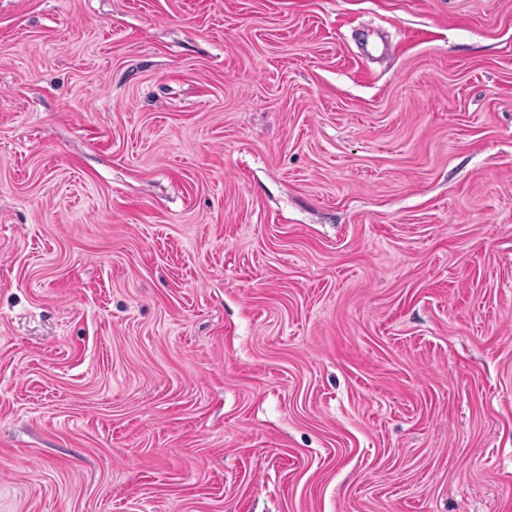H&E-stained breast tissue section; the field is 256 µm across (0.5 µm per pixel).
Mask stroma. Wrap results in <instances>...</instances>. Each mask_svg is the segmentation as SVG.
Returning <instances> with one entry per match:
<instances>
[{
  "instance_id": "obj_1",
  "label": "stroma",
  "mask_w": 512,
  "mask_h": 512,
  "mask_svg": "<svg viewBox=\"0 0 512 512\" xmlns=\"http://www.w3.org/2000/svg\"><path fill=\"white\" fill-rule=\"evenodd\" d=\"M0 512H512V0H0Z\"/></svg>"
}]
</instances>
